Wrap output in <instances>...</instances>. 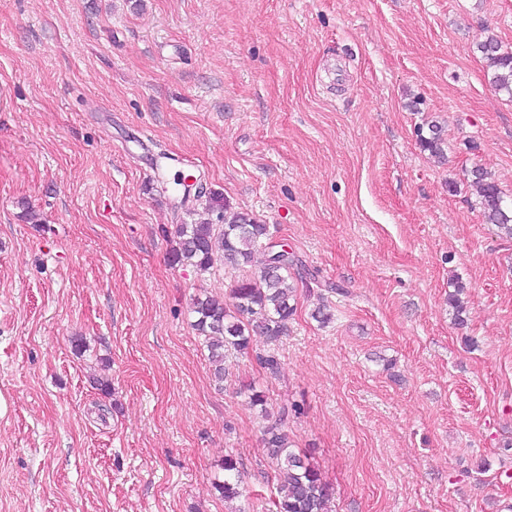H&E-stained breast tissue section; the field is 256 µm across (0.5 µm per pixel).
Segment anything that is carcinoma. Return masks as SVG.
I'll return each instance as SVG.
<instances>
[{"label": "carcinoma", "mask_w": 512, "mask_h": 512, "mask_svg": "<svg viewBox=\"0 0 512 512\" xmlns=\"http://www.w3.org/2000/svg\"><path fill=\"white\" fill-rule=\"evenodd\" d=\"M479 49L491 84L499 91L512 94V52L503 50L493 37L481 43ZM419 142L439 160L447 159V143L441 126L429 125V134L419 135ZM470 176L485 222L512 238V210L498 183L482 167L473 168ZM177 237L173 254L177 263L206 271L220 256L224 258V266L237 270L259 265L258 276H244L236 281L231 288L230 301L206 295L195 298L192 303L193 327L204 336L216 380H224L225 354L248 352L255 333L264 336L268 346L256 353L257 363L266 373L277 375L280 370L278 344L297 312L295 285L290 280L296 277L305 281L313 274L299 271L298 259L285 245L271 240L269 226L248 213L224 211L217 224L210 219L198 224H181ZM453 287L454 291L448 294V304L453 308L455 324L463 326L466 323L465 306L460 298L463 286L456 282ZM245 392L250 406L260 408L268 420L263 430V443L269 457L275 460L280 476L276 512H329L333 488L306 455L291 449L288 435L283 431L285 416L270 418L263 391L250 385ZM222 469L224 479L214 482V489L224 501L231 502L240 496L239 462L228 455L224 457Z\"/></svg>", "instance_id": "cac0c4a2"}]
</instances>
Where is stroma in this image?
I'll return each instance as SVG.
<instances>
[{
    "label": "stroma",
    "instance_id": "obj_1",
    "mask_svg": "<svg viewBox=\"0 0 512 512\" xmlns=\"http://www.w3.org/2000/svg\"><path fill=\"white\" fill-rule=\"evenodd\" d=\"M490 36L512 0H0V512H276L263 415L294 404L332 512H512V238L467 179L512 198ZM207 205L318 274L277 376L257 336L216 381L191 326L239 278L172 261ZM428 136L419 134V142L424 150L431 153L432 156L437 157L441 162L447 159V143L443 137L442 127L437 124H431L428 127ZM470 176L471 184L476 187L480 198L485 222L494 224L501 234L512 238V204L509 211V204L498 183L481 167L473 168ZM222 469L224 479L214 482L213 487L224 498V502H232L240 496L239 462L233 456H225Z\"/></svg>",
    "mask_w": 512,
    "mask_h": 512
}]
</instances>
